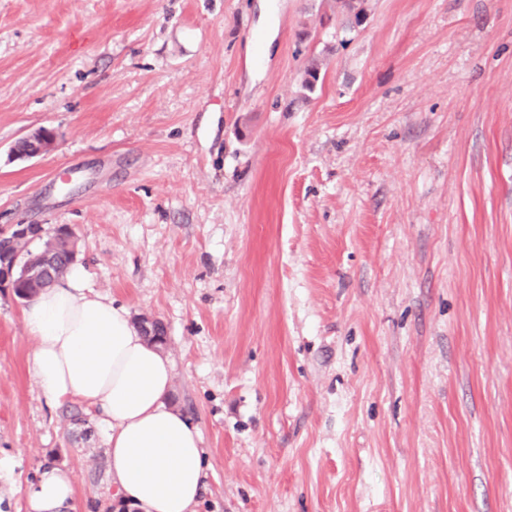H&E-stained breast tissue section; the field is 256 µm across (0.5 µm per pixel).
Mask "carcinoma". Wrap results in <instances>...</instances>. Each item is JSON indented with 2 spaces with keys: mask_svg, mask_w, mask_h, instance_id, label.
<instances>
[{
  "mask_svg": "<svg viewBox=\"0 0 512 512\" xmlns=\"http://www.w3.org/2000/svg\"><path fill=\"white\" fill-rule=\"evenodd\" d=\"M74 252V232L65 225L45 233L31 224L26 236L0 228V266L12 269L10 288L23 303L62 278L75 262Z\"/></svg>",
  "mask_w": 512,
  "mask_h": 512,
  "instance_id": "1",
  "label": "carcinoma"
}]
</instances>
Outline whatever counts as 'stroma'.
I'll use <instances>...</instances> for the list:
<instances>
[{"instance_id":"stroma-1","label":"stroma","mask_w":512,"mask_h":512,"mask_svg":"<svg viewBox=\"0 0 512 512\" xmlns=\"http://www.w3.org/2000/svg\"><path fill=\"white\" fill-rule=\"evenodd\" d=\"M364 6L0 0V227L70 226L92 290L164 324L196 512H512V0ZM23 310L0 288V512L50 463L119 512Z\"/></svg>"}]
</instances>
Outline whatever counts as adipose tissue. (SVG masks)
<instances>
[{"instance_id": "obj_1", "label": "adipose tissue", "mask_w": 512, "mask_h": 512, "mask_svg": "<svg viewBox=\"0 0 512 512\" xmlns=\"http://www.w3.org/2000/svg\"><path fill=\"white\" fill-rule=\"evenodd\" d=\"M36 349L28 370L52 403L94 408L108 431L109 472L132 512H195L205 477L199 430L168 403L172 362L126 308L95 293L72 264L23 311ZM28 512H77L68 470L50 465L26 493Z\"/></svg>"}]
</instances>
